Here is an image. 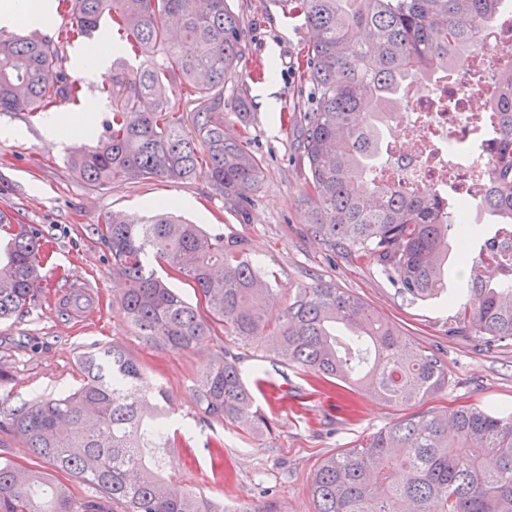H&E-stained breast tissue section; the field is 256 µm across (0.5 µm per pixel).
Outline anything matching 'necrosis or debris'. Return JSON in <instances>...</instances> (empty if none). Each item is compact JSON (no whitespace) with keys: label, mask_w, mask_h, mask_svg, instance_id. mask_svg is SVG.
<instances>
[{"label":"necrosis or debris","mask_w":512,"mask_h":512,"mask_svg":"<svg viewBox=\"0 0 512 512\" xmlns=\"http://www.w3.org/2000/svg\"><path fill=\"white\" fill-rule=\"evenodd\" d=\"M511 58L512 10L477 31L475 48L458 72L406 84L394 112L401 133L383 141L374 179L413 192L449 187L463 202L483 198L490 185L476 171L494 159L495 142L483 139L475 154L462 147L478 128L474 102L492 105L500 64Z\"/></svg>","instance_id":"4bbe7bcc"}]
</instances>
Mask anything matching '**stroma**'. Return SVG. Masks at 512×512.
Returning a JSON list of instances; mask_svg holds the SVG:
<instances>
[{
  "instance_id": "1",
  "label": "stroma",
  "mask_w": 512,
  "mask_h": 512,
  "mask_svg": "<svg viewBox=\"0 0 512 512\" xmlns=\"http://www.w3.org/2000/svg\"><path fill=\"white\" fill-rule=\"evenodd\" d=\"M231 4L249 19V52L236 77L225 83L224 101L232 103L238 85L247 83L249 134L264 158L262 187L250 223H239L225 212L224 200L204 168L179 184L149 180L90 190L68 166L80 147L45 139L43 116L0 113V126L12 129L10 135H0V209L44 229L50 250L41 271V305L0 324V366L13 376L10 384L0 386V410L72 390L79 383L83 354L115 343L139 362L147 390L162 389L172 403L182 443L170 449L167 468L181 486L229 506L269 491L283 512H314L313 476L331 453L427 410L450 411L461 405L489 412L512 410V344L489 350L476 337L449 335L452 313L447 308L410 302L378 267L331 257L314 240L308 231L306 173L298 160L296 136L281 129L278 121L281 112L312 96L297 68L310 31L302 18L290 13L285 0ZM262 65L271 66V73L253 79ZM111 74L107 60L94 79L79 78L78 101L56 108V115L84 109L90 128L100 129L112 110L111 99L100 92ZM91 101L97 104L92 111L87 108ZM158 200L183 219L215 225L225 236L244 241L249 256L269 271L277 290L269 322L278 323L296 289L334 283L394 323L405 338L434 351L448 366L447 386L428 400L399 407L317 381L269 355L259 338L228 336L219 344L208 337L190 352L147 344L116 302L122 283L113 278L108 251L89 227L110 213L140 217ZM224 347L238 356L247 382L266 381L257 400L273 419L271 434L243 431L196 408L192 388L198 374ZM0 459L66 482L74 496L94 493L91 486L54 471L20 438L0 437Z\"/></svg>"
}]
</instances>
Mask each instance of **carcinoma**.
I'll list each match as a JSON object with an SVG mask.
<instances>
[{"label":"carcinoma","mask_w":512,"mask_h":512,"mask_svg":"<svg viewBox=\"0 0 512 512\" xmlns=\"http://www.w3.org/2000/svg\"><path fill=\"white\" fill-rule=\"evenodd\" d=\"M311 30L304 76L309 107L280 113L299 133L307 169L312 237L332 255L366 259L411 302L453 309L452 336L512 342V256L492 273L478 269L488 238L470 223L480 210L512 232V75L494 104L497 158L491 189L459 208L437 193H411L370 177L400 87L463 62L475 30L494 22L507 0H289ZM71 26L54 37L0 33V112H47L72 101L64 45L112 22L119 47L150 66L118 69L104 92L112 114L94 144L70 159L84 184L164 179L184 183L202 166L224 210L248 224L264 160L246 133L229 129L250 117L247 85L224 111V84L248 52L244 14L229 0H58ZM194 104V131L171 96ZM137 222L117 214L92 225L121 277L117 303L137 335L173 352L203 338L261 337L267 350L331 383L393 405L425 400L448 385L434 352L402 337L359 297L320 282L299 288L271 326L266 309L277 289L241 242L164 213L161 202ZM45 233L0 209V320L34 306ZM189 280L192 306L157 267ZM80 385L4 414L0 431L26 442L56 469L94 486L75 497L37 470L0 461V512H219L179 486L156 464L154 450L177 444L159 397L139 389L142 368L119 345L82 356ZM238 357L229 349L204 365L194 386L197 408L251 431L271 423L256 406ZM315 512H512V412L462 407L398 420L332 453L317 466ZM234 512H282L274 502H244Z\"/></svg>","instance_id":"obj_1"}]
</instances>
